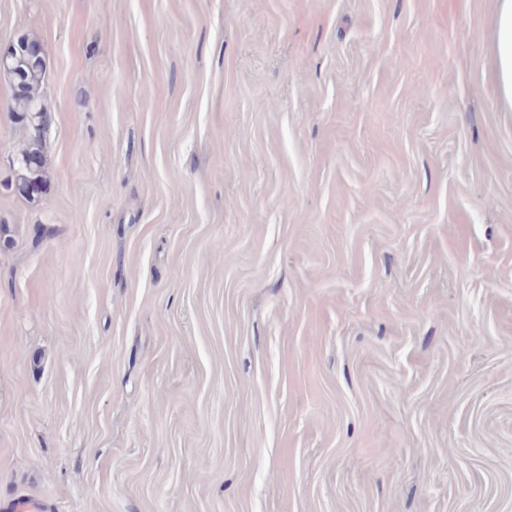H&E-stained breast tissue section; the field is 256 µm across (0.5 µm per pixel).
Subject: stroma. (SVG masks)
I'll use <instances>...</instances> for the list:
<instances>
[{
  "instance_id": "1",
  "label": "stroma",
  "mask_w": 512,
  "mask_h": 512,
  "mask_svg": "<svg viewBox=\"0 0 512 512\" xmlns=\"http://www.w3.org/2000/svg\"><path fill=\"white\" fill-rule=\"evenodd\" d=\"M496 0H0V503L512 512ZM16 41L9 44L7 48L0 49V69H6L9 66L8 70L0 72V77L8 82L12 92L8 116L14 124L22 127L26 137L22 148L15 156L18 163L15 169V180L11 182L10 189L29 202H35L39 201L45 183L43 177L45 136L39 129L42 122L41 112H37L41 103L47 100L45 59L44 52L37 57L28 54L24 48H19L14 55ZM21 80H23L22 83L15 89L14 86ZM26 186H31L34 192L25 193L22 187Z\"/></svg>"
}]
</instances>
